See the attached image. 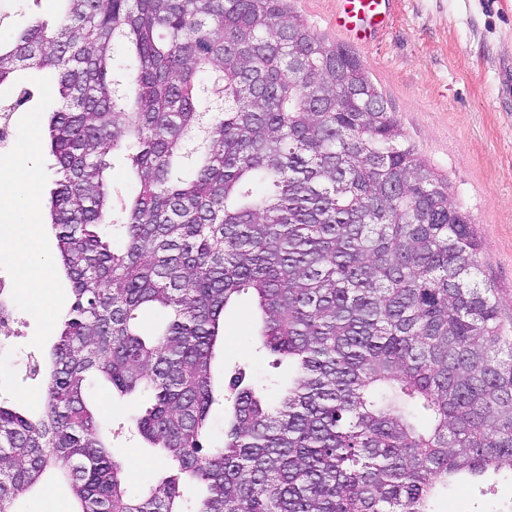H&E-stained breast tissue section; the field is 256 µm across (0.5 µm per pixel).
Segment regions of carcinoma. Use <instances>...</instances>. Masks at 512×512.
<instances>
[{"mask_svg":"<svg viewBox=\"0 0 512 512\" xmlns=\"http://www.w3.org/2000/svg\"><path fill=\"white\" fill-rule=\"evenodd\" d=\"M62 2L0 38V87L28 102L21 72L56 75L49 217L73 296L40 412L0 400V512L50 476L72 512H434L454 479L511 467L512 336L479 239L356 53L284 0ZM245 291L292 373L274 405L234 377L207 448ZM91 375L150 395L134 432L161 468L136 496Z\"/></svg>","mask_w":512,"mask_h":512,"instance_id":"obj_1","label":"carcinoma"}]
</instances>
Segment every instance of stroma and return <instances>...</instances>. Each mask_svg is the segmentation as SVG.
<instances>
[{"instance_id": "1", "label": "stroma", "mask_w": 512, "mask_h": 512, "mask_svg": "<svg viewBox=\"0 0 512 512\" xmlns=\"http://www.w3.org/2000/svg\"><path fill=\"white\" fill-rule=\"evenodd\" d=\"M292 10L326 41L351 46L396 113L408 139L436 172L447 176L453 205L466 212L481 240L478 277L495 288L502 320L512 331V0H393L387 27L369 45L350 42L328 25L336 0H291ZM57 0H0V30L20 31L33 14L55 19ZM33 100L14 113V145L0 149V228L39 225L38 242L26 264L0 251V273L13 277L17 307L14 333L0 341V397L39 409L43 385L31 378L34 357L48 354L58 316L71 302V285L57 274L42 308L21 286L25 270L56 258L47 230L54 160L42 115L59 108L51 85L38 73L27 82ZM253 297L240 294L224 311V341L212 363L216 393L228 376L245 369L258 386L271 387L287 372L251 338ZM86 392L99 417L118 434L113 446L139 491L159 465L131 436V413L147 398H117L88 380ZM434 512H512V469L482 487L454 484L432 502Z\"/></svg>"}]
</instances>
